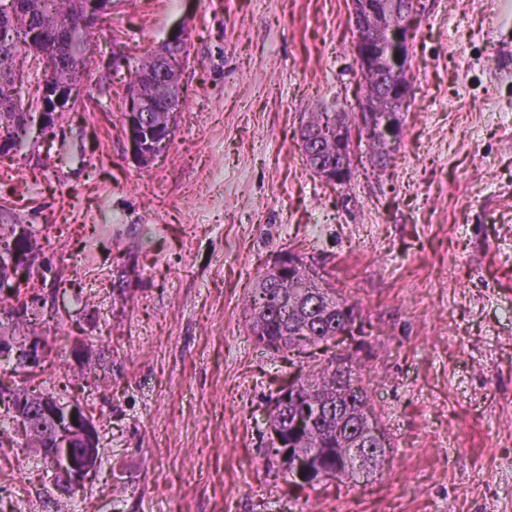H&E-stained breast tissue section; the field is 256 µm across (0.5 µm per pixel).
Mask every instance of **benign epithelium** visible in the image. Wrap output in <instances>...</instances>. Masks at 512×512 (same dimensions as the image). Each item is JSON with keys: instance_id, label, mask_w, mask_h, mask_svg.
<instances>
[{"instance_id": "1", "label": "benign epithelium", "mask_w": 512, "mask_h": 512, "mask_svg": "<svg viewBox=\"0 0 512 512\" xmlns=\"http://www.w3.org/2000/svg\"><path fill=\"white\" fill-rule=\"evenodd\" d=\"M112 11V0H92L83 12L80 27L89 30L95 26L102 13ZM417 11V0H407L405 4L390 5L388 0H352L351 19L356 32L355 56L358 68L367 70L375 66L380 55H385L393 66V72L383 70L382 91L387 93L395 105L406 102L408 86H400L393 76L402 73L409 59L408 35L404 29L410 27ZM401 14L402 23L390 26L391 13ZM187 32L183 28L171 31L156 52V65L165 66L171 55L183 46ZM85 92V83L81 80L57 84L46 81L37 103L36 124L44 127L47 113L60 115L70 111ZM184 88L179 85L166 90L162 102L131 93L126 99L124 120L127 127V141L133 158L140 164L150 165L168 148L172 135L164 136L151 126L149 113L163 110L179 112L182 108ZM374 99L367 94V82L357 99V112L336 113V149L343 152L353 146V132L368 134L375 129L381 130L387 137L389 147H394L400 134L392 117L387 113L373 109ZM297 262L298 258L278 256L266 268L278 279L280 288H300L302 284L289 283L281 279L286 261ZM46 347L42 337L30 335L15 337L10 334L0 336V356L9 358L16 368L30 372L37 369L45 355ZM9 401L15 422L30 429L38 426L44 431L42 451L47 454L54 469L55 489L69 495L83 486L94 471L99 453L94 428L89 422L82 406L73 401L57 402L51 407L37 406L36 401L18 388L4 395ZM353 419L354 425L348 430H357L356 446L353 458L360 465L381 449L388 447L383 429L372 417L365 406L348 410L345 419Z\"/></svg>"}]
</instances>
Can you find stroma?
<instances>
[{
    "mask_svg": "<svg viewBox=\"0 0 512 512\" xmlns=\"http://www.w3.org/2000/svg\"><path fill=\"white\" fill-rule=\"evenodd\" d=\"M350 0H112L91 42L131 60L185 28L186 104L149 166L122 130L129 72L97 71L40 148L0 156V224L41 264L39 382L82 403L96 472L58 493L23 433L0 438V512H512V0H418L410 97L386 168L305 164L309 113L352 100ZM302 254L368 327L276 353L243 302ZM357 353L391 450L382 469L296 491L266 413L285 380Z\"/></svg>",
    "mask_w": 512,
    "mask_h": 512,
    "instance_id": "obj_1",
    "label": "stroma"
}]
</instances>
